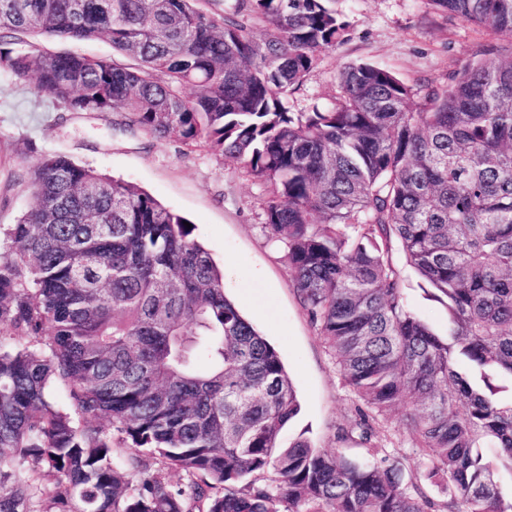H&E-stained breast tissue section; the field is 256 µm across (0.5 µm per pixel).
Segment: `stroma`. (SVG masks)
Returning <instances> with one entry per match:
<instances>
[{"mask_svg": "<svg viewBox=\"0 0 512 512\" xmlns=\"http://www.w3.org/2000/svg\"><path fill=\"white\" fill-rule=\"evenodd\" d=\"M330 6L349 22L350 39L326 53L304 79L290 101L293 109L331 102L339 73L354 63L383 67L415 88L427 83L443 88L463 66L508 43L487 27L442 12L431 0H331ZM32 45L89 58L113 56L103 38L25 36L16 47ZM122 120L117 112L65 111L51 95L35 93L28 79L0 72V225L16 223L31 208L29 166L45 154H67L145 190L188 219L194 237L223 268L226 294L279 352L301 405L282 430L280 446L305 439L325 451L340 447L363 455L359 442L338 438L359 401L308 320L282 245L262 229L265 186L208 148L160 141L142 130H127ZM402 276L410 309L437 333L447 334L445 302L411 268H404ZM373 440L396 449L408 474L422 471L424 460L401 415L376 428Z\"/></svg>", "mask_w": 512, "mask_h": 512, "instance_id": "1", "label": "stroma"}]
</instances>
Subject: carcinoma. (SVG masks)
Here are the masks:
<instances>
[{"label": "carcinoma", "instance_id": "carcinoma-1", "mask_svg": "<svg viewBox=\"0 0 512 512\" xmlns=\"http://www.w3.org/2000/svg\"><path fill=\"white\" fill-rule=\"evenodd\" d=\"M201 2L0 0V70L266 186L263 231L362 402L339 440L367 457L276 450L294 384L186 219L49 154L0 226V512H512L494 482L512 397L493 385L512 383V47L445 89L351 64L330 104L294 112L349 23L325 0H233L220 22ZM431 2L512 40V0ZM25 34L105 37L134 63L13 48ZM402 265L446 298L447 335L408 307ZM400 408L444 499L371 444Z\"/></svg>", "mask_w": 512, "mask_h": 512}]
</instances>
